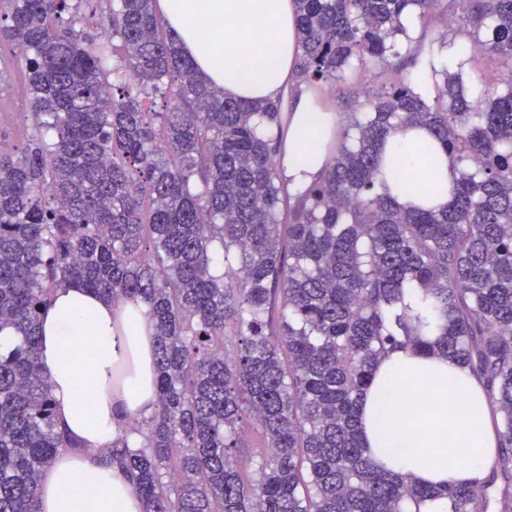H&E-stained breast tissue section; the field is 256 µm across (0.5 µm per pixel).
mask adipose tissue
<instances>
[{
    "label": "adipose tissue",
    "instance_id": "adipose-tissue-1",
    "mask_svg": "<svg viewBox=\"0 0 512 512\" xmlns=\"http://www.w3.org/2000/svg\"><path fill=\"white\" fill-rule=\"evenodd\" d=\"M159 2L185 55L225 97L261 102L279 94L296 53L293 0ZM39 358L59 421L87 448L61 453L44 473L40 512H141L133 483L99 455L122 420L156 405L154 336L144 307L59 289L40 321ZM124 363L132 372L117 393L112 384ZM360 419L372 457L423 485L483 478L497 455L489 402L470 371L449 358L389 353L363 396Z\"/></svg>",
    "mask_w": 512,
    "mask_h": 512
}]
</instances>
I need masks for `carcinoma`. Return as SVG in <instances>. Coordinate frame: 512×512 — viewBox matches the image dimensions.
<instances>
[{"instance_id":"1","label":"carcinoma","mask_w":512,"mask_h":512,"mask_svg":"<svg viewBox=\"0 0 512 512\" xmlns=\"http://www.w3.org/2000/svg\"><path fill=\"white\" fill-rule=\"evenodd\" d=\"M6 0L0 43L27 49L33 134L0 149V512H39L58 454L84 447L56 419L39 323L62 287L141 302L155 330L156 406L103 456L143 512H512V0H295L290 91L373 73L382 90L342 128L313 115L326 156L290 193L282 98L232 100L194 70L157 0ZM445 15L497 67L484 100L445 71L429 100L403 64L406 19ZM124 55L108 66L110 43ZM409 128L450 161L448 203L413 166L381 170ZM416 288L422 306L405 303ZM396 350L455 358L485 387L500 471L441 489L372 459L359 405ZM142 437L132 451L126 431Z\"/></svg>"}]
</instances>
